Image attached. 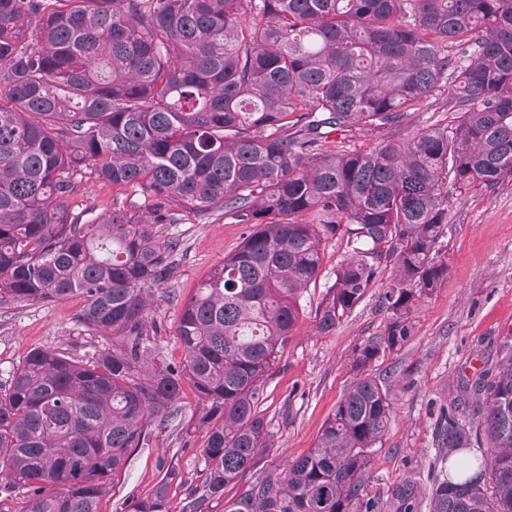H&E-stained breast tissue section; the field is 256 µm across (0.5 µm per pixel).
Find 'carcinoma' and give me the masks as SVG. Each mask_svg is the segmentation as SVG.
<instances>
[{
    "mask_svg": "<svg viewBox=\"0 0 512 512\" xmlns=\"http://www.w3.org/2000/svg\"><path fill=\"white\" fill-rule=\"evenodd\" d=\"M453 129L399 138L439 93ZM372 133L351 150L329 135ZM512 177V0H0V304L79 296L105 339L88 358L34 349L0 383V512H99L151 421L183 384L199 399L204 491L180 510L167 483L129 512H224V492L272 446L261 388L303 314L323 244L346 226L349 254L321 304L330 331L373 287L390 320L355 349L356 379L315 446L268 474L229 512H374L372 448L392 418L372 375L404 344L416 299L447 278L436 262L448 185ZM89 181L140 194L96 211ZM221 211L243 241L182 304L175 367L155 357V292L178 242L174 209ZM312 211L340 218L308 224ZM470 417L437 419L441 461L429 512H512V345L473 383ZM487 452L467 454L478 436ZM415 512L411 484L393 493Z\"/></svg>",
    "mask_w": 512,
    "mask_h": 512,
    "instance_id": "cac0c4a2",
    "label": "carcinoma"
}]
</instances>
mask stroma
I'll list each match as a JSON object with an SVG mask.
<instances>
[{
	"label": "stroma",
	"instance_id": "stroma-1",
	"mask_svg": "<svg viewBox=\"0 0 512 512\" xmlns=\"http://www.w3.org/2000/svg\"><path fill=\"white\" fill-rule=\"evenodd\" d=\"M245 230V225L219 214L202 219L188 212L177 223L163 225V237L179 246L178 269L167 285L178 300L157 301L151 311L158 326L155 354L162 362L182 363L180 303L238 247ZM347 253L346 236L326 240L317 283L304 294L303 314L264 387L261 408L273 445L262 451L259 465L243 484L226 489L225 499L238 498L247 485L285 470L289 460L314 447L354 381L355 349L385 330L389 314L379 296L393 273L388 265L334 329H316L319 305ZM438 259L448 267L447 278L415 302L407 341L371 365L373 375L390 384L393 406L391 426L371 456L367 493L375 512H395L393 492L409 481L417 484V512H428V493L438 471L434 428L439 411L454 401L460 412H468L462 381L475 380L493 367L502 344L512 337V179L492 189L449 188L448 232ZM82 305L77 296L0 305V382L36 348H56L79 359L90 356L101 340L78 322ZM174 408L172 421L154 429L147 445L132 449L126 468L114 476L102 498L100 512H127L132 497L147 495L161 481L168 483L178 507L190 492L201 491L203 439L194 430L198 398L191 386H184Z\"/></svg>",
	"mask_w": 512,
	"mask_h": 512
}]
</instances>
